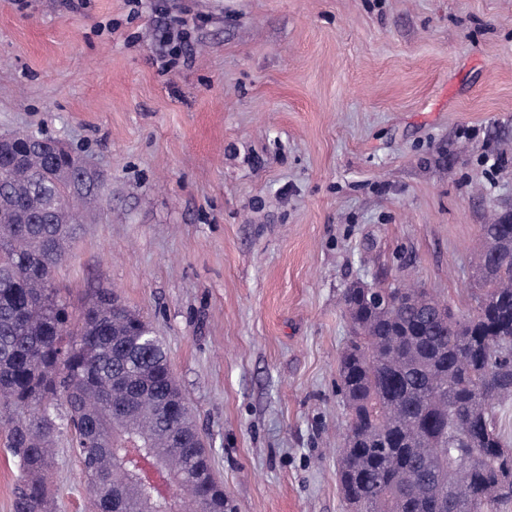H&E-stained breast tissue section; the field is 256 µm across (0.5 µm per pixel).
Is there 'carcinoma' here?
<instances>
[{"instance_id": "carcinoma-1", "label": "carcinoma", "mask_w": 512, "mask_h": 512, "mask_svg": "<svg viewBox=\"0 0 512 512\" xmlns=\"http://www.w3.org/2000/svg\"><path fill=\"white\" fill-rule=\"evenodd\" d=\"M18 132L0 158V427L20 476L13 512H51L45 475L64 428L95 512H144L142 465L164 458L192 512H224L217 481L162 338L101 293L72 321L53 274L95 191ZM55 210L40 218L44 199ZM475 305L465 316L424 288L345 289L351 336L338 368L348 411L339 481L351 512H496L512 501V443L496 409L512 399V213L480 225ZM61 399L66 414L54 413Z\"/></svg>"}]
</instances>
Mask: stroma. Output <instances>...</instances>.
<instances>
[{
	"mask_svg": "<svg viewBox=\"0 0 512 512\" xmlns=\"http://www.w3.org/2000/svg\"><path fill=\"white\" fill-rule=\"evenodd\" d=\"M0 0V134L108 181L55 278L166 344L233 512H348L336 375L353 282L473 304L512 211V0ZM203 16L163 73L168 17ZM55 512H91L60 440Z\"/></svg>",
	"mask_w": 512,
	"mask_h": 512,
	"instance_id": "35a3bbf8",
	"label": "stroma"
}]
</instances>
